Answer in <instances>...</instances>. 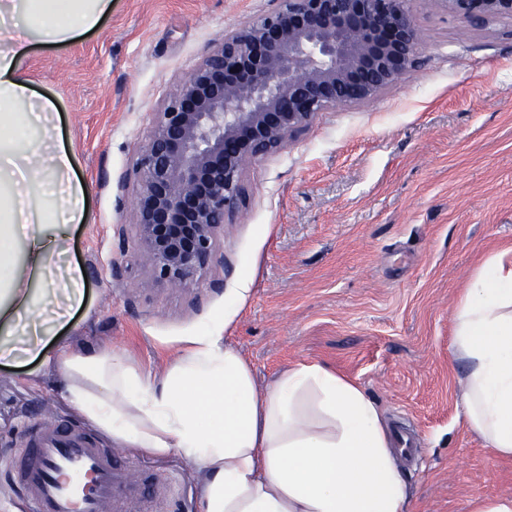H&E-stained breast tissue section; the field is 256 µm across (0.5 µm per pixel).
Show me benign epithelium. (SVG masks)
Instances as JSON below:
<instances>
[{"label": "benign epithelium", "mask_w": 512, "mask_h": 512, "mask_svg": "<svg viewBox=\"0 0 512 512\" xmlns=\"http://www.w3.org/2000/svg\"><path fill=\"white\" fill-rule=\"evenodd\" d=\"M433 2L474 26L512 18V0ZM421 57L406 0H277L224 33L156 113L139 151L134 218L146 285L198 281L243 199L248 165L319 113L373 99Z\"/></svg>", "instance_id": "benign-epithelium-1"}]
</instances>
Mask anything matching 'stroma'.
I'll use <instances>...</instances> for the list:
<instances>
[{
	"label": "stroma",
	"instance_id": "1",
	"mask_svg": "<svg viewBox=\"0 0 512 512\" xmlns=\"http://www.w3.org/2000/svg\"><path fill=\"white\" fill-rule=\"evenodd\" d=\"M275 0H112L92 32L34 46L20 74L57 106L61 139L87 192L88 220L68 247L84 268L85 303L48 351L47 367L0 364V499L20 488L9 459L32 433H94L69 403L59 364L119 351L144 373L177 355L169 341L216 315L266 390L296 361L358 382L388 426L413 427L419 455L398 458L417 512H469L512 497V460L496 459L462 422V365L452 311L470 274L512 249V20L479 27L432 0H410L424 39L417 71L371 101L320 113L280 152L243 174L246 206L217 242L224 261L201 283L147 287L137 252L134 165L174 87L225 32ZM232 288L249 291L230 306ZM100 443L142 495L105 512H200L202 486L179 454Z\"/></svg>",
	"mask_w": 512,
	"mask_h": 512
}]
</instances>
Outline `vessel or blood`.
Here are the masks:
<instances>
[{
  "label": "vessel or blood",
  "instance_id": "b4317fda",
  "mask_svg": "<svg viewBox=\"0 0 512 512\" xmlns=\"http://www.w3.org/2000/svg\"><path fill=\"white\" fill-rule=\"evenodd\" d=\"M32 512H104L132 489L129 472L111 449L77 427L35 435L13 471Z\"/></svg>",
  "mask_w": 512,
  "mask_h": 512
}]
</instances>
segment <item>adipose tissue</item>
<instances>
[{
	"label": "adipose tissue",
	"mask_w": 512,
	"mask_h": 512,
	"mask_svg": "<svg viewBox=\"0 0 512 512\" xmlns=\"http://www.w3.org/2000/svg\"><path fill=\"white\" fill-rule=\"evenodd\" d=\"M112 0H0V359L50 365L47 346L85 301L68 260L84 187L57 134V107L19 74L33 42L94 30ZM465 425L512 459V257H487L452 313ZM219 319L177 338L163 374L119 352L77 353L61 369L70 403L120 446L179 452L203 484L201 512H410L392 432L365 390L298 361L265 391Z\"/></svg>",
	"instance_id": "obj_1"
}]
</instances>
